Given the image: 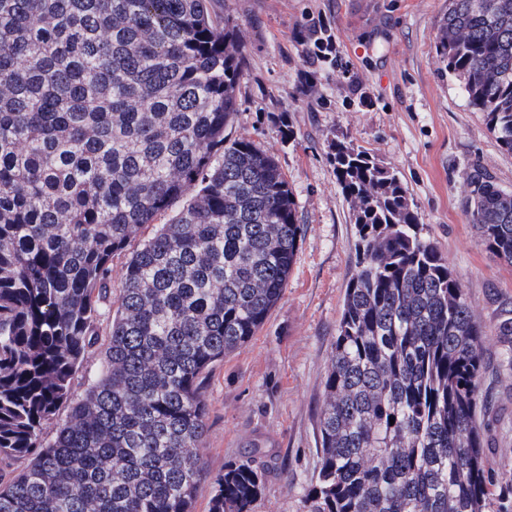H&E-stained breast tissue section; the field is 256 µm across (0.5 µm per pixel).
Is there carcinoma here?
I'll return each instance as SVG.
<instances>
[{
    "label": "carcinoma",
    "instance_id": "1",
    "mask_svg": "<svg viewBox=\"0 0 512 512\" xmlns=\"http://www.w3.org/2000/svg\"><path fill=\"white\" fill-rule=\"evenodd\" d=\"M307 64L336 65L306 26ZM436 54L512 153V0H448ZM245 44L212 0H0V512H253L265 469L214 475L205 380L265 324L303 225L286 174L230 136ZM353 271L331 347L305 512H512L475 412L484 331L398 172L341 140ZM467 217L512 265V195L470 179ZM101 367L72 382L132 236ZM512 363V301L494 326ZM67 420L47 443L59 406Z\"/></svg>",
    "mask_w": 512,
    "mask_h": 512
}]
</instances>
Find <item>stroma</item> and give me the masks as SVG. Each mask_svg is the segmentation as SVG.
<instances>
[{
    "mask_svg": "<svg viewBox=\"0 0 512 512\" xmlns=\"http://www.w3.org/2000/svg\"><path fill=\"white\" fill-rule=\"evenodd\" d=\"M212 8L246 46L234 133L274 155L304 231L269 319L206 380L207 469L218 472L260 448L266 475L254 512H304L355 242L329 162V142L339 136L400 173L421 223L462 282L486 330L482 389L490 403L478 424L491 466L512 474V370L493 331L489 298H512V266L485 249L466 215L474 170L512 190V154L498 146L436 55L448 0H213ZM310 19L330 26L336 64L307 85L299 33Z\"/></svg>",
    "mask_w": 512,
    "mask_h": 512,
    "instance_id": "1",
    "label": "stroma"
}]
</instances>
